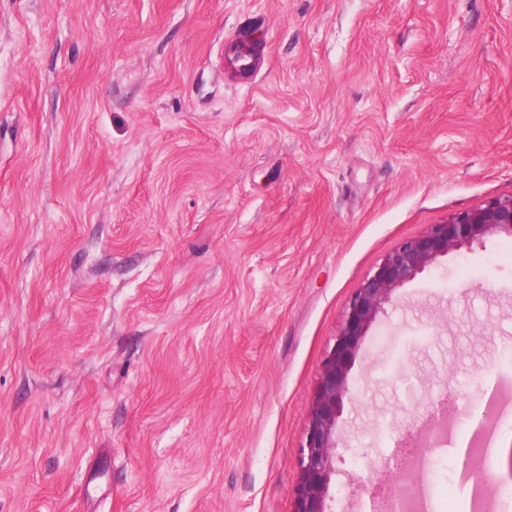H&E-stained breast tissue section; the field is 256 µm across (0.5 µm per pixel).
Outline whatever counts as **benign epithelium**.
I'll use <instances>...</instances> for the list:
<instances>
[{
    "instance_id": "obj_1",
    "label": "benign epithelium",
    "mask_w": 512,
    "mask_h": 512,
    "mask_svg": "<svg viewBox=\"0 0 512 512\" xmlns=\"http://www.w3.org/2000/svg\"><path fill=\"white\" fill-rule=\"evenodd\" d=\"M494 237L512 239V196L494 198L455 213L445 223L431 224L422 233L400 241L363 279L349 300L345 320L324 359L311 397L306 438L299 452L300 477L293 512H330L345 403L353 400L351 373L379 316L394 304L406 284L440 259L482 246ZM429 424L434 428L429 448L454 443L455 434L447 427V421L433 417ZM429 463L428 453L415 456L403 479L404 484L416 489L414 498L419 500L423 498L424 474ZM393 485L392 478L371 485L361 482L352 488V494L385 504L388 512H403L407 498H396Z\"/></svg>"
}]
</instances>
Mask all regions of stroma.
Instances as JSON below:
<instances>
[{
  "label": "stroma",
  "instance_id": "1",
  "mask_svg": "<svg viewBox=\"0 0 512 512\" xmlns=\"http://www.w3.org/2000/svg\"><path fill=\"white\" fill-rule=\"evenodd\" d=\"M507 196L512 0H0V512H292L355 289ZM510 350L512 240L400 290L331 512Z\"/></svg>",
  "mask_w": 512,
  "mask_h": 512
}]
</instances>
